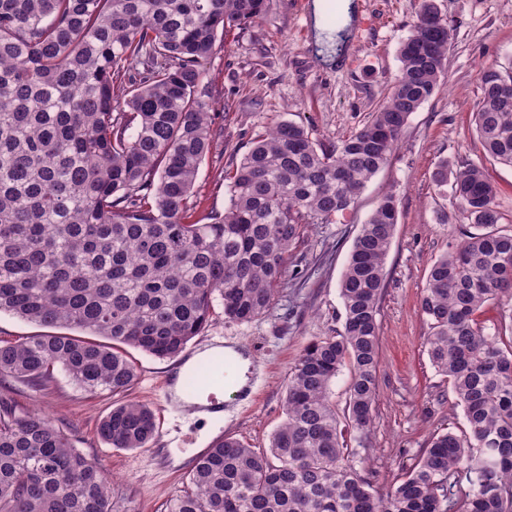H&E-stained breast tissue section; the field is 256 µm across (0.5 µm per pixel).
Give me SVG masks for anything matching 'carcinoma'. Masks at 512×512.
<instances>
[{
    "instance_id": "obj_1",
    "label": "carcinoma",
    "mask_w": 512,
    "mask_h": 512,
    "mask_svg": "<svg viewBox=\"0 0 512 512\" xmlns=\"http://www.w3.org/2000/svg\"><path fill=\"white\" fill-rule=\"evenodd\" d=\"M267 0H0V312L44 328L0 341V377L39 389L58 369L124 395L132 347L178 357L208 325L267 313L305 224H330L390 161L445 77L448 24L423 0L382 103L331 148L288 119L257 131L224 170V215L189 222L215 147L204 63ZM473 130L512 167V71L478 74ZM467 224L431 265L419 302L431 364L466 428L433 435L383 494L344 445L331 386L348 365L345 427L374 420L379 303L399 219L388 192L360 225L339 282L343 329L310 342L288 372L269 453L221 437L195 459L166 512H512V333L478 314L512 302V229L499 226L483 167L432 173ZM75 329L86 340L54 332ZM100 336L107 342H97ZM112 448H145L153 411L127 401L97 428ZM0 512H118L105 470L40 411L0 402Z\"/></svg>"
}]
</instances>
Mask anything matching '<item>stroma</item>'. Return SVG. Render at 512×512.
I'll return each mask as SVG.
<instances>
[{
  "instance_id": "1",
  "label": "stroma",
  "mask_w": 512,
  "mask_h": 512,
  "mask_svg": "<svg viewBox=\"0 0 512 512\" xmlns=\"http://www.w3.org/2000/svg\"><path fill=\"white\" fill-rule=\"evenodd\" d=\"M435 2L448 23L445 79L411 115L389 165L334 223L304 226L265 316L232 322L218 305L195 338L201 345L220 342L252 351L255 401L230 404L222 423L207 426L177 409L159 411L156 386L169 363L128 349L137 374L129 397L155 407L153 445L171 451L162 462L146 449L111 448L99 440L97 424L112 408L111 393L79 389L59 372L39 391L22 379H0V400L45 412L73 433L76 448L112 475V497L120 512H163L167 499L187 483L194 449L208 448L220 437L232 436L256 452H267L284 418L290 367L309 342L342 329V272L361 224L389 190L399 198L400 214L378 315L379 396L367 439L349 441L348 450L357 466L374 472L382 490L413 464L434 432L465 428L447 377L429 360V328L419 311L432 263L458 238L464 222L451 197L435 194L431 175L443 160L455 167L481 164L499 189L500 223L512 227V167L486 156L472 130L479 65L512 66V0ZM313 3L270 0L261 19L227 35L206 61L204 86L213 100L214 122L224 134L198 174L193 221L203 224L223 214V169L240 160L254 131L272 119L302 123L327 145L360 128L398 74L397 48L423 0H353L348 35L341 50L331 53L322 48Z\"/></svg>"
}]
</instances>
